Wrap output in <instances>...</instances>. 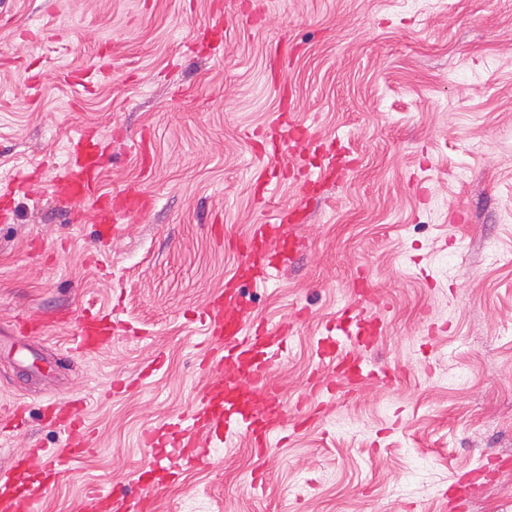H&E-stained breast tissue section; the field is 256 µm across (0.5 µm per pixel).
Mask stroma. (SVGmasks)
I'll use <instances>...</instances> for the list:
<instances>
[{
	"label": "stroma",
	"instance_id": "35a3bbf8",
	"mask_svg": "<svg viewBox=\"0 0 512 512\" xmlns=\"http://www.w3.org/2000/svg\"><path fill=\"white\" fill-rule=\"evenodd\" d=\"M282 112L340 177L273 172L253 134ZM82 131L103 138L102 193L149 201L112 246L48 187ZM297 204L291 264L243 285L254 321L306 312L272 371L283 402L360 279L383 326L367 358L393 380L342 394L275 456L213 443L152 512H444L458 477L512 462V0H0V407L26 405L0 466L58 447L51 396L83 398L95 438L36 512L141 493L142 434L209 380L191 311L242 265L232 241ZM88 306L119 332L81 354ZM22 315L45 333L19 337ZM117 375L132 385L113 394ZM466 512H512V465Z\"/></svg>",
	"mask_w": 512,
	"mask_h": 512
}]
</instances>
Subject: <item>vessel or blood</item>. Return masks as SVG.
<instances>
[{
    "label": "vessel or blood",
    "instance_id": "b4317fda",
    "mask_svg": "<svg viewBox=\"0 0 512 512\" xmlns=\"http://www.w3.org/2000/svg\"><path fill=\"white\" fill-rule=\"evenodd\" d=\"M285 130L304 148L312 149L319 144L314 134L293 120L285 125L277 119L271 121L261 138L274 142ZM103 167L102 144L91 134H80L70 162L53 177L51 188L64 203L78 207L92 205L101 236L115 239L122 234L124 221L140 209L143 198L138 187L132 185L126 186L114 198L99 194ZM288 238V232L261 224L252 234L237 240L236 250L258 266L257 283L263 284L278 276L279 265L265 262L264 257L279 252ZM245 309L241 289L233 287L200 313L199 319L207 335L224 343L213 386L201 396L196 414L177 417L168 438H160L153 431L144 433V447L167 448L172 455L190 461L197 457L199 437L229 439L241 432L248 436L258 452H266L270 447V434L282 428L283 420L279 393L269 382L268 375L287 339L289 328L284 324L270 328L251 322ZM343 316L355 323L359 333L337 338L330 345L321 347L322 358L335 364L336 374L314 381L302 399L303 404H311L321 396H336L345 388H357L371 379L387 377L386 370L363 357L364 351L372 349L376 341L371 331L375 322L373 314L362 307L345 310ZM112 335L111 316L84 312L77 350L81 353L95 350L111 342ZM45 418L63 436L64 442L57 451L38 454L25 449L16 454L12 472L35 466L40 470V481L23 493L0 496V512H34L43 494L56 481L61 458L74 459L84 451L86 441L77 435L82 424L78 403H48ZM85 512H145V508L143 500L125 493L118 496L92 494L87 498Z\"/></svg>",
    "mask_w": 512,
    "mask_h": 512
}]
</instances>
